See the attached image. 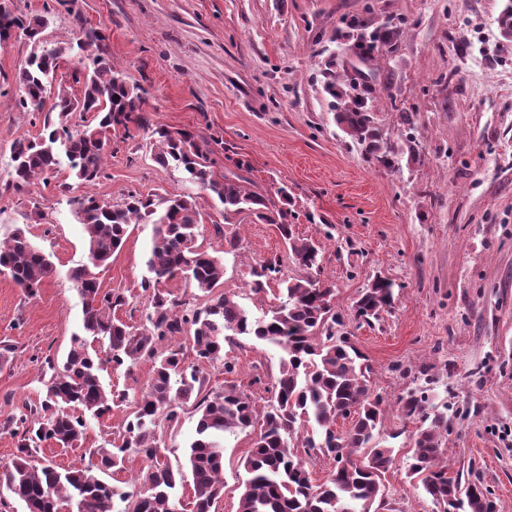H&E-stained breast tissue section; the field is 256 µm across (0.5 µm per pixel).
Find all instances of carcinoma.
I'll return each mask as SVG.
<instances>
[{"mask_svg": "<svg viewBox=\"0 0 512 512\" xmlns=\"http://www.w3.org/2000/svg\"><path fill=\"white\" fill-rule=\"evenodd\" d=\"M47 19L16 14L7 6L0 13V32L19 33L31 50L16 76L20 105L28 112L45 113L43 133L15 141L8 185L21 189L38 176L49 178L65 157L74 176L95 182L103 174L110 136L130 126L152 129L159 150L155 160L170 162L212 193L223 205L224 223L233 224L247 214L263 224H274L290 251L289 259L303 275L283 277L282 258L274 255L251 270V291L266 292L274 282L279 303L256 317L240 303L238 295L221 291L223 262L197 244L202 226L195 196L181 194L153 197L129 193L120 204L103 196L74 200L73 214L84 228L87 261L71 273L83 303V332L72 337L61 367L45 359L52 370L46 394L35 406L7 420L17 437L11 462L0 467V499L7 494L21 501L25 512H60L64 505L76 512H179V487L186 478L168 463L157 428L179 420L188 403L199 413L197 438L190 444L192 512H211L224 492V440L247 429L258 433L241 460L246 474L239 512H380L386 507L384 474L393 462V449L382 444L383 399L372 395V368L348 330L349 321L372 324L393 301V284L375 278L361 291L350 319L334 310V285L318 280L321 270L317 242L293 235L292 199L285 187L273 191L253 189L248 177L251 164L233 160L234 169L216 179L209 166V143L188 128L152 127L142 111L139 88L107 55L104 36L86 29L67 47L41 39ZM499 32L512 38V0L497 17ZM400 35L392 25H381L359 34L357 49L362 61L391 45ZM76 55L75 82L83 84L80 96L57 82L61 63ZM332 98L336 124L355 140L366 155L387 163L394 149L384 141L372 106L361 97L336 91V78L325 83ZM74 112L90 115L83 129L70 131ZM132 224H152L154 234L147 266L154 277L142 283L149 293L145 322L132 325L114 311L126 305L118 290H106L98 269L124 245ZM33 294L55 273L53 263L17 228L0 241V270ZM181 278L192 288L191 299L158 288L166 280ZM248 336L282 352L280 376L266 392L264 410L234 386L208 387L207 364L221 363L233 374L237 362L224 351L226 336ZM188 341L194 361L186 362ZM105 357H100V353ZM142 360L152 363V374L139 392L106 391L99 372L104 365L132 367ZM130 404L131 410L113 433L110 447L89 449L95 461L83 468L62 471L37 465L42 443L62 449L79 448L86 438L88 419L112 414V408ZM407 420L419 423L408 456V471L441 512H495L488 488L472 493L473 483L448 476L443 464L448 433V413L415 387L398 400ZM348 419V431H336V421ZM136 453L148 461L134 485L140 489L119 493L101 479L126 472V455ZM333 459L335 468L321 484H314L301 454Z\"/></svg>", "mask_w": 512, "mask_h": 512, "instance_id": "obj_1", "label": "carcinoma"}]
</instances>
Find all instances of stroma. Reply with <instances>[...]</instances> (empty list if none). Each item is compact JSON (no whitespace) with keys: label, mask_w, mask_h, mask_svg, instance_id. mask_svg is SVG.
I'll use <instances>...</instances> for the list:
<instances>
[{"label":"stroma","mask_w":512,"mask_h":512,"mask_svg":"<svg viewBox=\"0 0 512 512\" xmlns=\"http://www.w3.org/2000/svg\"><path fill=\"white\" fill-rule=\"evenodd\" d=\"M13 9L47 16L46 41L75 43L80 26L101 28L109 55L143 91L152 122L189 128L216 140L215 175L224 157L244 156L262 188L288 185L295 197L293 233L318 240L322 274L336 284L337 311L348 312L378 276L394 284V301L373 325L353 327L383 399L384 434L394 462L384 483L391 512H438L407 475L415 422L397 400L427 388L448 408L449 474L470 469L492 490L496 512H512V39L496 18L503 0H12ZM357 19L400 27L398 40L365 63L356 53ZM30 51L25 39L0 49V239L22 228L56 273L35 294L0 275V465L17 442L2 425L45 396V357L64 359L82 327V299L71 278L85 263V233L73 198L97 193L119 203L129 193L193 194L203 248L221 251L223 224L240 238L226 257L223 290L253 315L275 302L247 286L251 268L272 255L295 276L276 225L239 215L224 224L219 201L181 169L158 165L147 129L113 132L105 175L88 184L60 165L48 181L7 187L16 139L35 137L43 118L22 111L15 77ZM356 81L383 138L396 153L386 166L365 155L337 126L325 75ZM412 124H405L403 113ZM416 150H409L408 138ZM154 227L134 224L102 271V286L127 296L117 315L144 321L146 260ZM225 350L235 374L207 366L213 388L236 387L264 408L265 385L279 373L280 353L243 336ZM125 408L92 422L84 447L41 445L38 460L87 466L89 449L105 446ZM198 416L185 407L163 425L160 445L173 468H185ZM253 436L224 447V494L212 512H238L246 478L241 460Z\"/></svg>","instance_id":"stroma-1"}]
</instances>
